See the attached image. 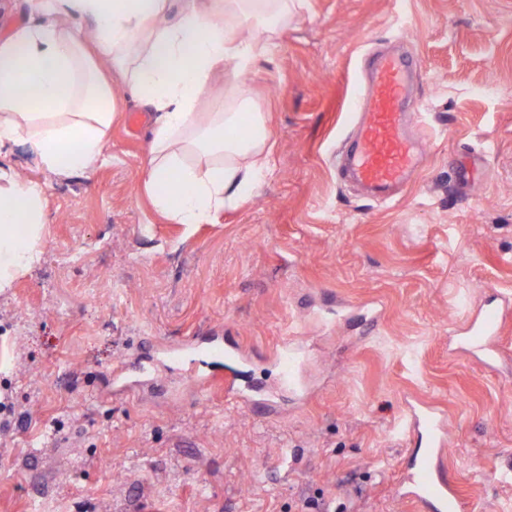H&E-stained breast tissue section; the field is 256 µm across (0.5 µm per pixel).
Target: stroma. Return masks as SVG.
<instances>
[{"mask_svg": "<svg viewBox=\"0 0 512 512\" xmlns=\"http://www.w3.org/2000/svg\"><path fill=\"white\" fill-rule=\"evenodd\" d=\"M423 65V167L392 199L336 170L376 51ZM275 172L211 224H172L141 185L144 126L113 77L107 163L44 177L41 259L0 294V512H413L395 484L405 402L446 408L448 476L471 512H512V325L497 371L454 353L467 313L512 297V0H307L248 69ZM376 304L364 325L348 307ZM215 327L271 381L287 333L310 345V399L262 414L167 377L128 396L113 366L150 338Z\"/></svg>", "mask_w": 512, "mask_h": 512, "instance_id": "obj_1", "label": "stroma"}]
</instances>
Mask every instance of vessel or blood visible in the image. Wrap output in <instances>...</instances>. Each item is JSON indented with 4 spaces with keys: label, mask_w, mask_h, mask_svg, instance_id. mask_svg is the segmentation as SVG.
<instances>
[{
    "label": "vessel or blood",
    "mask_w": 512,
    "mask_h": 512,
    "mask_svg": "<svg viewBox=\"0 0 512 512\" xmlns=\"http://www.w3.org/2000/svg\"><path fill=\"white\" fill-rule=\"evenodd\" d=\"M417 75L415 60L405 54H385L374 62L362 112L350 149L342 153V171L351 173L381 198H391L403 182L419 168L424 151L414 141L408 126L407 103ZM512 321V299L494 295L483 307L465 319L462 336L456 337L458 350L475 357L486 370H494L501 355L500 335ZM159 369L182 368L188 381L199 389L223 393L237 406L255 409L256 403L236 374H220L212 361L231 358L248 362L250 352L243 345L220 336H192L178 345H158ZM303 344L297 337L284 338L271 362L279 383L289 393L307 395L299 367ZM402 431L416 442L409 454L398 496L420 512H466V502L458 486L449 480L444 466L449 439L447 414L439 406L413 399L406 403Z\"/></svg>",
    "instance_id": "b4317fda"
}]
</instances>
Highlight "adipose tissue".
<instances>
[{
	"instance_id": "obj_1",
	"label": "adipose tissue",
	"mask_w": 512,
	"mask_h": 512,
	"mask_svg": "<svg viewBox=\"0 0 512 512\" xmlns=\"http://www.w3.org/2000/svg\"><path fill=\"white\" fill-rule=\"evenodd\" d=\"M0 36V153L27 144L37 169L89 173L112 126L108 59L152 120L143 189L173 224H210L274 171L272 129L237 81L207 97L213 74L241 73L275 45L304 0H25ZM94 22L87 40L79 20ZM43 185L0 165V289L36 263Z\"/></svg>"
}]
</instances>
